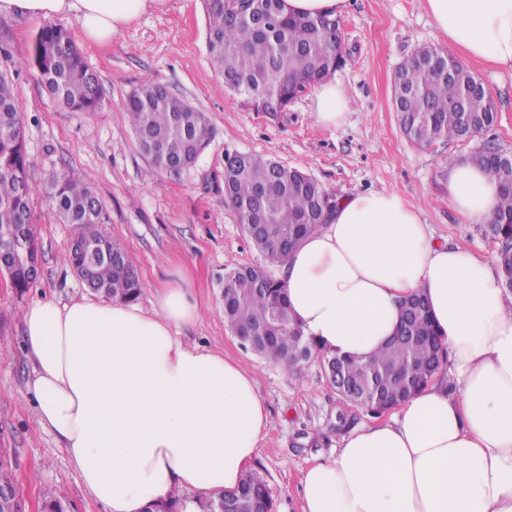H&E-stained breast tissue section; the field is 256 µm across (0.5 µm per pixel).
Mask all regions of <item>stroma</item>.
<instances>
[{"label":"stroma","mask_w":512,"mask_h":512,"mask_svg":"<svg viewBox=\"0 0 512 512\" xmlns=\"http://www.w3.org/2000/svg\"><path fill=\"white\" fill-rule=\"evenodd\" d=\"M341 57L333 74L348 92L346 119L335 129L311 116L315 89L283 112H256L227 89L205 47L204 0H169L165 10L145 13L112 41L89 42L74 16H58L98 78V111L63 107L37 80L18 70L33 53L42 18L0 19V70L14 75V93L25 124L33 183L64 167L75 169L101 199L109 222L143 285L139 302L150 307L156 288L176 281L189 288L201 310L188 341L223 351L253 377L269 425L252 466L267 480L276 512H301V480L312 461H329L343 434L335 389L318 360L298 375L244 349L224 320L219 281L242 265L268 267L236 212L224 202L225 154L258 153L298 168L335 197L370 191L401 194L428 224L435 240L492 253L485 227L472 224L448 202L442 171L448 158H466L485 142L512 152V70L483 60L462 64L487 86L496 104L493 126L466 142L440 140L428 147L402 133L391 102L392 78L401 61L422 46L446 49L422 0H347L338 17ZM164 86L205 111L216 129L197 162L177 175L155 169L140 151L124 104L144 81ZM38 230L41 271L26 292L0 276V467L8 471L28 512H40L46 490L66 498L74 512H105L84 490L77 471L54 436L39 424L27 390L31 364L24 350L23 313L36 300L65 303L86 288L69 262L70 225L58 223L48 203L31 205Z\"/></svg>","instance_id":"1"}]
</instances>
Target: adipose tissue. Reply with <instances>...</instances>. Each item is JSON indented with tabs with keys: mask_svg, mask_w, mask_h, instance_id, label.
<instances>
[{
	"mask_svg": "<svg viewBox=\"0 0 512 512\" xmlns=\"http://www.w3.org/2000/svg\"><path fill=\"white\" fill-rule=\"evenodd\" d=\"M168 0H0V18L72 15L88 41L110 42ZM449 46L512 68V0H424ZM347 91L323 81L312 116L345 119ZM448 201L493 223L501 192L471 160L444 168ZM288 305L323 351L365 359L400 322L402 298L424 292L448 369L386 421L349 433L334 460L309 466L302 512H512V293L495 258L438 243L394 191L338 199L329 221L284 262ZM198 304L168 283L152 309L134 301L38 300L23 316L28 391L105 512H181L233 491L268 425L238 361L186 343Z\"/></svg>",
	"mask_w": 512,
	"mask_h": 512,
	"instance_id": "ef3b65f1",
	"label": "adipose tissue"
}]
</instances>
